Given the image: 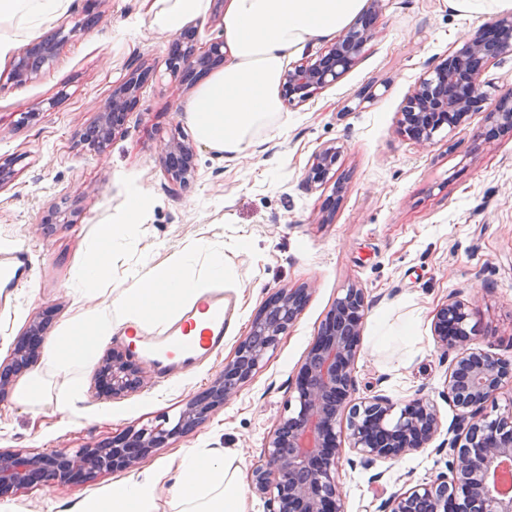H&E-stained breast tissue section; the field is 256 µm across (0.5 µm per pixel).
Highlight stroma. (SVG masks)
<instances>
[{
  "label": "stroma",
  "mask_w": 512,
  "mask_h": 512,
  "mask_svg": "<svg viewBox=\"0 0 512 512\" xmlns=\"http://www.w3.org/2000/svg\"><path fill=\"white\" fill-rule=\"evenodd\" d=\"M154 0H97L96 25L85 26L86 0H71L50 28L32 29L0 61V159L14 160L11 182L0 188V248L27 246L35 256L31 281L0 309V365L31 322L50 319L51 343L78 306L109 304L121 282L76 298L68 284L93 230L125 199L122 177L153 196L140 247L162 261L167 252L206 239L224 244L235 273L241 318L222 354L168 383L147 377L122 398L97 396L96 365L79 374L74 409L55 400L68 374L37 361L12 377L0 398V448L38 452L74 450L111 440L127 429L179 416L185 404L224 370L248 335L264 301L282 288L312 291L296 322L237 396L195 430L169 440L134 471L102 473L88 482L34 485L0 495V512H74L93 498L111 496L134 476L162 470L160 499H168L182 457L213 451L241 470L246 512H268L251 492L253 467L263 457L269 431L296 407L295 381L325 315L343 288H363L372 311L390 307L394 319L415 318L418 338L379 352L368 347L375 324L365 317L355 363L357 396L376 389L403 403L424 390L443 424L455 410L443 395L448 360L432 335L437 310L450 293L473 300L472 336L483 348L512 356V133L487 120L497 97L512 95V53L485 74L492 97L452 132L424 148L402 135L397 114L430 61L458 48L483 22L452 10L448 0H380L373 39L352 68L303 106H287L283 133L234 160L200 142L185 108L195 88L171 76L166 61L171 36L154 31ZM63 41L56 58L26 83L12 81L14 64L30 46L52 34ZM148 62L152 74L137 92L122 132L102 154L81 149L80 133L94 125L113 85ZM374 90L370 101L364 91ZM186 140L196 147V175L185 187L169 182L161 147ZM341 150L336 180L305 187L317 151ZM61 218L46 229L50 206ZM247 238L248 251L235 248ZM44 391L33 403L18 392L33 374ZM448 472V452L436 448L404 455L383 474L343 465L344 512H377L392 493Z\"/></svg>",
  "instance_id": "stroma-1"
}]
</instances>
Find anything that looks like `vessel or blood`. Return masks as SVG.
I'll use <instances>...</instances> for the list:
<instances>
[{
	"label": "vessel or blood",
	"instance_id": "b4317fda",
	"mask_svg": "<svg viewBox=\"0 0 512 512\" xmlns=\"http://www.w3.org/2000/svg\"><path fill=\"white\" fill-rule=\"evenodd\" d=\"M34 258L28 249L17 247L0 251V281L12 284L28 271ZM236 329V300L223 289L205 293L198 305L184 308L168 327L146 329L129 327L132 338L141 341V353L157 365L159 381H168V370L177 365L187 369L223 351L224 341Z\"/></svg>",
	"mask_w": 512,
	"mask_h": 512
}]
</instances>
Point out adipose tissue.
I'll return each instance as SVG.
<instances>
[{"label":"adipose tissue","instance_id":"ef3b65f1","mask_svg":"<svg viewBox=\"0 0 512 512\" xmlns=\"http://www.w3.org/2000/svg\"><path fill=\"white\" fill-rule=\"evenodd\" d=\"M365 0H229L224 12V39L234 60L197 90L187 107L198 138L239 157L281 130L284 105L281 79L290 53L317 38H332L361 13ZM68 0H0V59L23 40L29 28L49 26ZM209 0H156L151 28L174 33L203 15ZM370 347L380 351L414 342L416 320L392 322L379 309ZM182 478L166 507H159L157 473L124 482L111 499L82 502L77 512H245L240 473L232 459L212 455L208 468L198 456L182 460Z\"/></svg>","mask_w":512,"mask_h":512}]
</instances>
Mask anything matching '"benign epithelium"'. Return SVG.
I'll return each mask as SVG.
<instances>
[{"label": "benign epithelium", "mask_w": 512, "mask_h": 512, "mask_svg": "<svg viewBox=\"0 0 512 512\" xmlns=\"http://www.w3.org/2000/svg\"><path fill=\"white\" fill-rule=\"evenodd\" d=\"M370 38L369 30L357 20L315 61L287 70L282 82L285 101L303 105L337 82ZM176 41L179 50L169 57L168 68L184 82L193 80L204 66L224 60L221 43L207 53L198 52L191 26L187 36ZM55 51L52 38L29 48L14 66L12 78L28 80ZM508 53H512L511 13L479 28L427 71L399 112V128L417 144L431 145L438 131L445 126L455 128L489 98L491 82L484 78L485 71ZM144 76L145 69L138 67L112 88L100 110L105 138L91 150L103 152L106 137L124 124ZM489 118L499 129L512 132V97H500ZM194 155V147L188 143L164 145L161 158L169 181L182 186L194 177ZM338 155L334 145L321 148L306 184L325 178ZM309 291V286L303 285L276 292L254 318L233 357L225 362L224 373L187 403L172 428L133 429L108 443L72 452L53 449L32 454L0 448V494L37 482L49 486L90 479L103 472L132 470L170 439L193 431L213 411L228 404L261 367L300 314ZM365 309V293L355 285L336 298L299 369L297 408L267 436L265 461L252 469L250 489L269 496L270 512H344L338 481L344 451L367 469L425 449L441 433L437 405L425 395H416L400 408L382 390L353 399L357 387L354 365ZM473 311V302L450 295L433 323L438 345L454 353L445 395L457 416L448 426V438L440 444L448 448L449 474L390 496L382 512H512V491L495 487L503 468L512 465V401L495 416L484 413L486 404L506 384H512V360L473 342L469 330ZM43 328V322L34 321L17 341L10 367L0 370V398L9 377L37 360ZM100 376L103 386L118 397L138 389L145 370L133 361L130 350L112 349L102 361Z\"/></svg>", "instance_id": "7a95c632"}]
</instances>
